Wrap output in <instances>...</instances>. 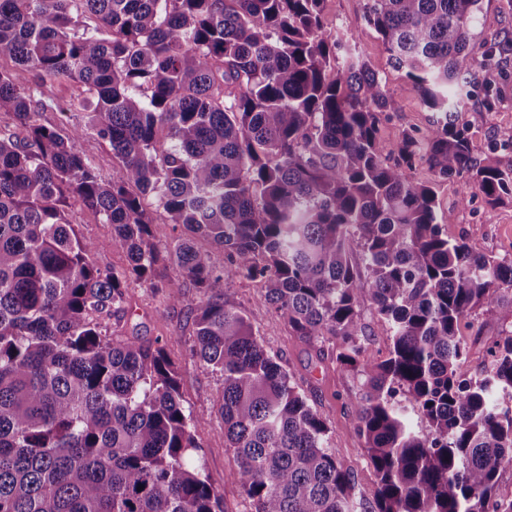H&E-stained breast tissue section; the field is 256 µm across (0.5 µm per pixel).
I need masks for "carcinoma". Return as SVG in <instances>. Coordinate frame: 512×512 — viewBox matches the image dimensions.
Returning <instances> with one entry per match:
<instances>
[{
  "mask_svg": "<svg viewBox=\"0 0 512 512\" xmlns=\"http://www.w3.org/2000/svg\"><path fill=\"white\" fill-rule=\"evenodd\" d=\"M481 2L364 0L436 115L430 139L384 144L387 92L349 40L326 34L323 0H0V58L14 63L0 68V112L26 131L0 129V512H218L172 362L99 322L133 283L177 302L185 280L205 297L191 353L224 378V442L254 512H356L325 423L224 300L226 277L263 282L292 335L341 341L336 360L363 380L371 512H512L491 505L512 469V331L475 380L459 333L503 306L512 260L448 239L453 215L408 175L418 163L465 173L489 209L512 202V142L475 158L455 121ZM54 85L73 89L69 111L86 123L40 122ZM89 129L115 175L81 150ZM71 201L112 225L127 266L93 263ZM158 220L180 230L163 251ZM169 263L180 277L164 278ZM366 300L392 331L374 363Z\"/></svg>",
  "mask_w": 512,
  "mask_h": 512,
  "instance_id": "obj_1",
  "label": "carcinoma"
}]
</instances>
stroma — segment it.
Listing matches in <instances>:
<instances>
[{
	"instance_id": "obj_1",
	"label": "stroma",
	"mask_w": 512,
	"mask_h": 512,
	"mask_svg": "<svg viewBox=\"0 0 512 512\" xmlns=\"http://www.w3.org/2000/svg\"><path fill=\"white\" fill-rule=\"evenodd\" d=\"M323 23L328 33H350L358 50L378 74L390 96V106L380 116V139L390 143L404 134L428 139L435 128V115L413 88L405 71L396 69L376 32L364 19L363 0H323ZM512 37V0H482L471 56L474 65V93L485 87L496 90L499 102L494 111L472 123L471 113H458V124L467 125L471 151L481 158L500 143L512 140V55L490 63V45ZM417 183L432 187L439 211L453 212L447 225L449 238L464 240L472 251L500 259L512 258V203L488 209L483 196L466 176L442 178L427 165H416L409 172ZM68 219L78 234L95 243L93 261L102 269L127 265V254L112 237L111 225L101 216L74 203ZM262 283L232 278L224 283V296L251 323L268 353L277 357L293 377L309 404L329 429V444L337 458L352 473L357 497L364 506H373L377 489L375 470L356 431V398L360 381L336 359L339 342L323 336L306 342L289 333L287 323L277 316L264 299ZM202 296L192 285H185L179 302H169L163 292L145 284L129 288L121 311L107 320V334L116 342L132 338L164 347L181 378L183 404L204 425L197 436L200 458L211 483L221 495L222 512H252L237 478L238 463L224 444V423L218 415L224 380L212 368L193 357V319ZM512 331V311L504 309L487 317L473 313L461 335L467 345L463 372L482 376L490 366L489 346Z\"/></svg>"
}]
</instances>
